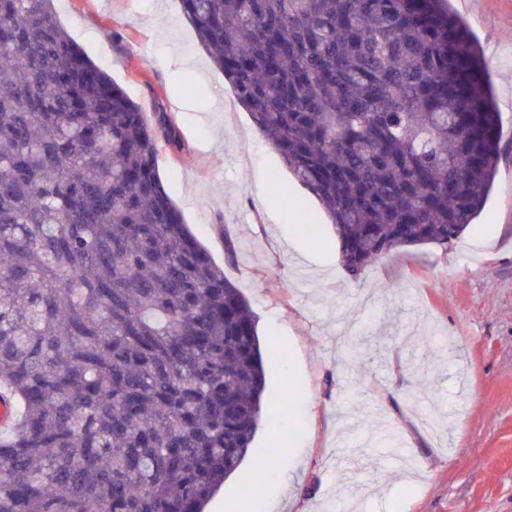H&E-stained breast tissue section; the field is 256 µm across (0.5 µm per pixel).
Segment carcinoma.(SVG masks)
Segmentation results:
<instances>
[{"label": "carcinoma", "instance_id": "carcinoma-1", "mask_svg": "<svg viewBox=\"0 0 512 512\" xmlns=\"http://www.w3.org/2000/svg\"><path fill=\"white\" fill-rule=\"evenodd\" d=\"M354 278L448 249L494 185L500 116L449 0H180ZM149 122L58 21L0 0V512H203L250 455L247 299L190 233Z\"/></svg>", "mask_w": 512, "mask_h": 512}]
</instances>
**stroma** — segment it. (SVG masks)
I'll list each match as a JSON object with an SVG mask.
<instances>
[{
    "mask_svg": "<svg viewBox=\"0 0 512 512\" xmlns=\"http://www.w3.org/2000/svg\"><path fill=\"white\" fill-rule=\"evenodd\" d=\"M58 3L84 53L178 129L183 148L158 145L163 185L282 353L266 365L281 423H262L205 512L254 486L275 436L278 475L254 512H512V0H452L484 46L503 122L486 208L447 249L404 247L357 279L320 201L256 131L179 0ZM388 425L411 452L404 487L388 483Z\"/></svg>",
    "mask_w": 512,
    "mask_h": 512,
    "instance_id": "stroma-1",
    "label": "stroma"
}]
</instances>
